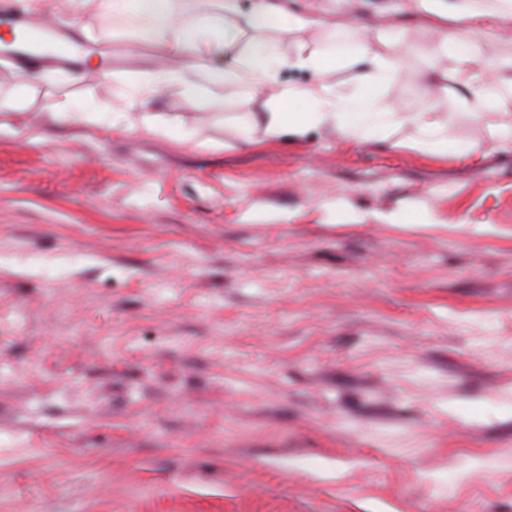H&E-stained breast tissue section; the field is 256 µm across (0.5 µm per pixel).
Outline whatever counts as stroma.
Wrapping results in <instances>:
<instances>
[{"mask_svg": "<svg viewBox=\"0 0 512 512\" xmlns=\"http://www.w3.org/2000/svg\"><path fill=\"white\" fill-rule=\"evenodd\" d=\"M323 5L349 26L268 37L392 27L407 125L268 139L235 85L144 105L133 20L40 11L103 64L0 107V512H512V140L434 88L400 0ZM470 45L512 61V18ZM426 109L445 151L402 145Z\"/></svg>", "mask_w": 512, "mask_h": 512, "instance_id": "1", "label": "stroma"}]
</instances>
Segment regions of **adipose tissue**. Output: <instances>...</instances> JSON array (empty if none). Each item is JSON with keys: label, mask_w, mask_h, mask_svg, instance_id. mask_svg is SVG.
<instances>
[{"label": "adipose tissue", "mask_w": 512, "mask_h": 512, "mask_svg": "<svg viewBox=\"0 0 512 512\" xmlns=\"http://www.w3.org/2000/svg\"><path fill=\"white\" fill-rule=\"evenodd\" d=\"M406 9L439 33L428 48L436 58L451 57L453 70H437L444 81L455 78L463 94L461 104L470 110L507 116L501 125L502 137L512 138V65H482L474 59L466 38L468 32L493 29L512 17V0H458L447 8L445 0H403ZM63 8L77 14L94 9L115 17L130 15L142 19L146 33L165 50L169 64L154 70L132 85L133 96L152 100L160 89L174 85L190 100H205L214 91L234 84L250 94L271 92L273 108L260 113L259 123L268 135H299L314 122L336 126L345 136L367 139L401 126L405 117L379 107L374 93L389 83L402 66L393 54L360 48L356 54L367 73L353 94L333 93L326 75L336 60L300 43L293 54L283 53L275 41H258L253 47L238 49L240 35L278 21L285 30H322L329 18L318 0H306L302 10L292 11L288 0H251L240 11L237 0H220L216 13L194 15L193 0H63ZM455 28H448V21ZM237 50L234 64L226 69L212 66L213 56ZM299 68L316 74L307 85H283L275 73L283 68ZM414 132L408 147L439 152L445 149L443 119L439 113L420 112L413 120Z\"/></svg>", "instance_id": "ef3b65f1"}]
</instances>
